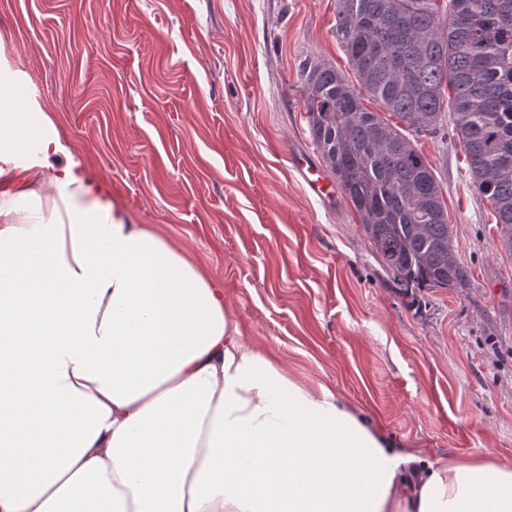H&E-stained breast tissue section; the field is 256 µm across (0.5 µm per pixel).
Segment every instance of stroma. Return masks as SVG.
I'll return each instance as SVG.
<instances>
[{
	"mask_svg": "<svg viewBox=\"0 0 512 512\" xmlns=\"http://www.w3.org/2000/svg\"><path fill=\"white\" fill-rule=\"evenodd\" d=\"M336 0H0V59L133 223L184 247L249 346L429 460H512V259L459 141L418 138L470 286L406 291L318 158L298 65L354 73ZM295 166L309 193L319 198L329 197L334 193L333 183L310 158H298Z\"/></svg>",
	"mask_w": 512,
	"mask_h": 512,
	"instance_id": "obj_1",
	"label": "stroma"
}]
</instances>
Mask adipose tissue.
<instances>
[{"label": "adipose tissue", "instance_id": "adipose-tissue-1", "mask_svg": "<svg viewBox=\"0 0 512 512\" xmlns=\"http://www.w3.org/2000/svg\"><path fill=\"white\" fill-rule=\"evenodd\" d=\"M0 512H512V460L430 461L248 346L0 64Z\"/></svg>", "mask_w": 512, "mask_h": 512}]
</instances>
